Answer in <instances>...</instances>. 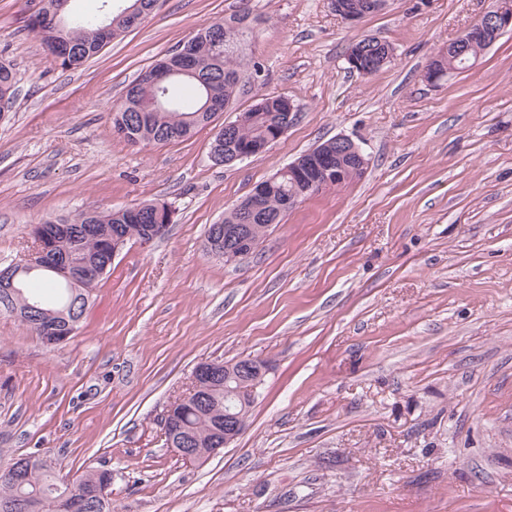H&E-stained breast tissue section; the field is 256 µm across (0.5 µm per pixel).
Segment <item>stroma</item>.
<instances>
[{
	"mask_svg": "<svg viewBox=\"0 0 512 512\" xmlns=\"http://www.w3.org/2000/svg\"><path fill=\"white\" fill-rule=\"evenodd\" d=\"M38 3L0 0L18 79L0 266L24 261L44 217L164 202L175 222L121 249L63 344L0 315V463L109 470L114 512H512V32L469 71L422 78L490 0H392L354 28L329 0H159L75 69L30 31ZM235 13L259 71L215 125L283 95L284 136L224 166L215 126L157 146L113 135L125 88ZM365 36L395 51L371 76L344 59ZM336 137L362 149L359 180L298 203L239 262L207 253L211 224ZM244 357L268 363L247 429L183 461L167 405L198 364Z\"/></svg>",
	"mask_w": 512,
	"mask_h": 512,
	"instance_id": "35a3bbf8",
	"label": "stroma"
}]
</instances>
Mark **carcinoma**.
I'll list each match as a JSON object with an SVG mask.
<instances>
[{"mask_svg": "<svg viewBox=\"0 0 512 512\" xmlns=\"http://www.w3.org/2000/svg\"><path fill=\"white\" fill-rule=\"evenodd\" d=\"M157 0H125L123 5L134 8L130 16L119 17L112 0H102L95 13H75L64 17L68 29L67 42L61 48H52L53 55L64 68H73L97 55L102 48L121 33L140 25L155 9ZM256 38L247 17L233 14L200 29L185 46L187 52L171 62L176 74L157 85L152 74L154 65L131 83L118 104L112 105V125H124L128 140L146 145L170 144L189 139L196 128L212 122L215 115L224 111L237 98L246 85L245 76L252 63V48ZM16 73L9 64L0 62V99L14 101ZM258 112L270 116V121L287 116L277 97H261L240 114L237 142L260 139L265 130L254 119ZM263 188L262 208L253 213L248 210L250 197L228 210L224 219L239 224L243 218L256 225L255 237L263 238L269 225L283 221L290 203L293 185L280 178L271 183L264 180L257 184ZM173 210L166 203L152 202L113 208L106 211L90 209L78 213L80 222L71 225L68 234L58 241L56 253L73 260L106 262L100 247V233L106 229H121L130 239L141 238L148 224L173 223ZM54 278L49 271H36L18 284L19 293L9 297L0 295V313L14 315L21 300L36 302L46 311H59L75 307L76 316L83 315L85 303L73 304V291L65 280H58V296L49 302L32 291L35 281ZM239 387L233 380L222 378L202 383L199 394L203 400L192 405L176 407V428L194 448L207 446L217 432L224 430V408L232 406L241 413V428L247 429L249 413L254 404H246L226 397ZM17 464L13 460L0 468V512H12V505L19 499L28 501L33 512H69L77 503L85 504L86 512H112L110 501L94 496L96 486L110 472L87 470L70 481L58 477L46 460L35 457L29 479L23 485L14 484L9 475Z\"/></svg>", "mask_w": 512, "mask_h": 512, "instance_id": "carcinoma-1", "label": "carcinoma"}]
</instances>
